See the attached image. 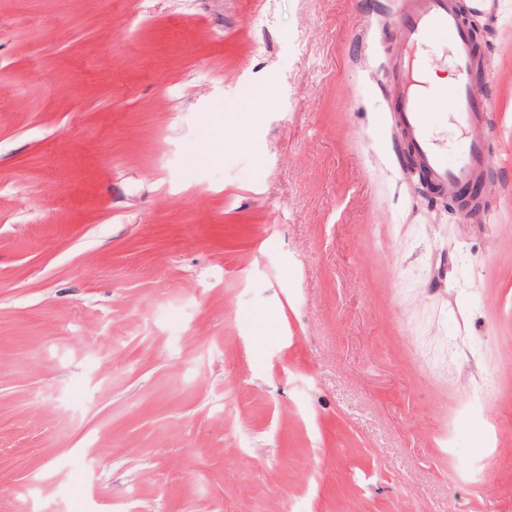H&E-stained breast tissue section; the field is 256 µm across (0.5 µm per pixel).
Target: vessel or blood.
<instances>
[{"label": "vessel or blood", "mask_w": 512, "mask_h": 512, "mask_svg": "<svg viewBox=\"0 0 512 512\" xmlns=\"http://www.w3.org/2000/svg\"><path fill=\"white\" fill-rule=\"evenodd\" d=\"M499 0H406L397 18L400 54L391 69L394 119L413 150L428 181L439 191L455 195L487 175V137L493 113L487 99L473 88L487 72L476 55L465 12L494 15ZM447 34L442 61L449 65L448 87L433 85L425 75L426 53L440 34ZM456 133L461 148L448 154V135Z\"/></svg>", "instance_id": "obj_1"}]
</instances>
